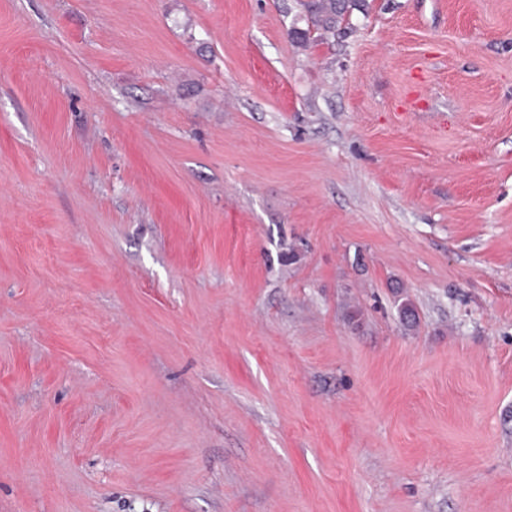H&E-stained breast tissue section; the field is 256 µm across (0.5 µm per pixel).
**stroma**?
<instances>
[{
  "label": "stroma",
  "mask_w": 512,
  "mask_h": 512,
  "mask_svg": "<svg viewBox=\"0 0 512 512\" xmlns=\"http://www.w3.org/2000/svg\"><path fill=\"white\" fill-rule=\"evenodd\" d=\"M307 26L0 0V512H512V0Z\"/></svg>",
  "instance_id": "obj_1"
}]
</instances>
